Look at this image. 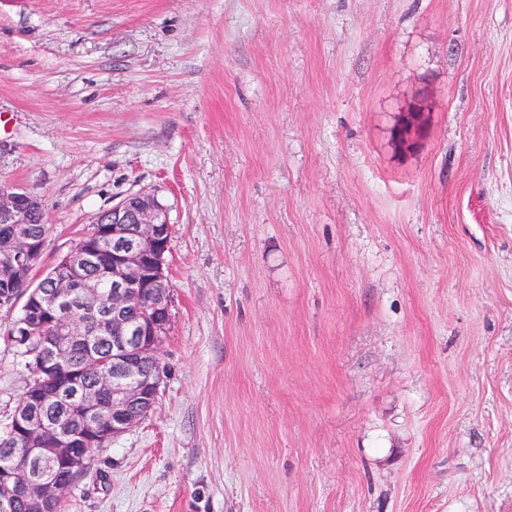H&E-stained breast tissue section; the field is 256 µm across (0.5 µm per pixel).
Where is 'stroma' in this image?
<instances>
[{"mask_svg": "<svg viewBox=\"0 0 512 512\" xmlns=\"http://www.w3.org/2000/svg\"><path fill=\"white\" fill-rule=\"evenodd\" d=\"M2 112L44 265L172 227L157 404L63 512H512V0H0Z\"/></svg>", "mask_w": 512, "mask_h": 512, "instance_id": "stroma-1", "label": "stroma"}]
</instances>
